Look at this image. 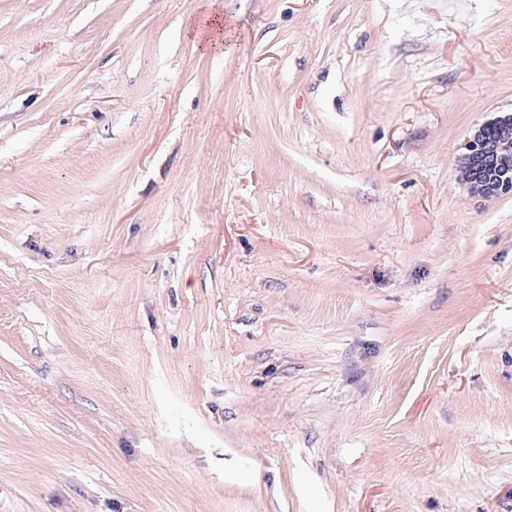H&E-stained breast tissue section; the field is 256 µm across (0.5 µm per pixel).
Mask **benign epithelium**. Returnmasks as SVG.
Returning a JSON list of instances; mask_svg holds the SVG:
<instances>
[{
    "mask_svg": "<svg viewBox=\"0 0 512 512\" xmlns=\"http://www.w3.org/2000/svg\"><path fill=\"white\" fill-rule=\"evenodd\" d=\"M495 137L475 130L461 156L463 177L472 194L493 196L512 193V113L494 119Z\"/></svg>",
    "mask_w": 512,
    "mask_h": 512,
    "instance_id": "benign-epithelium-1",
    "label": "benign epithelium"
}]
</instances>
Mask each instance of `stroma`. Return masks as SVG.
<instances>
[{
    "mask_svg": "<svg viewBox=\"0 0 512 512\" xmlns=\"http://www.w3.org/2000/svg\"><path fill=\"white\" fill-rule=\"evenodd\" d=\"M0 0V512H512V0ZM204 0L202 12L188 29L187 35L211 51H224L228 32L224 30V3ZM493 122L498 128L496 136L487 137L496 132L493 123L482 124L466 142L461 156L463 177L470 192L483 197L512 193V113ZM485 166L498 171L495 181L481 178L479 172Z\"/></svg>",
    "mask_w": 512,
    "mask_h": 512,
    "instance_id": "1",
    "label": "stroma"
}]
</instances>
